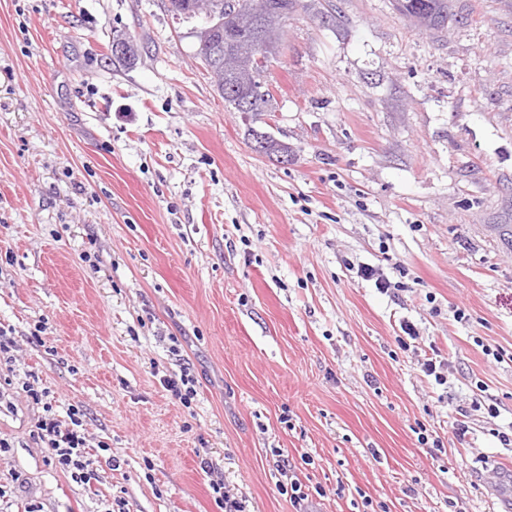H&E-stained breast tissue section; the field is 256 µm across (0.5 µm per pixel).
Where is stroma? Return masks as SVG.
<instances>
[{
  "label": "stroma",
  "mask_w": 512,
  "mask_h": 512,
  "mask_svg": "<svg viewBox=\"0 0 512 512\" xmlns=\"http://www.w3.org/2000/svg\"><path fill=\"white\" fill-rule=\"evenodd\" d=\"M450 6L298 0L251 116L168 0H0V512H296L290 470L305 512H512V0ZM74 409L91 485L33 438ZM394 2L400 13L426 29L445 28L451 17L448 0H397ZM189 368H183L179 379L176 377H169L163 379L162 384L172 391L183 403L184 406L190 407L191 400L197 395L195 389V378L190 374ZM184 391V393H183Z\"/></svg>",
  "instance_id": "1"
}]
</instances>
